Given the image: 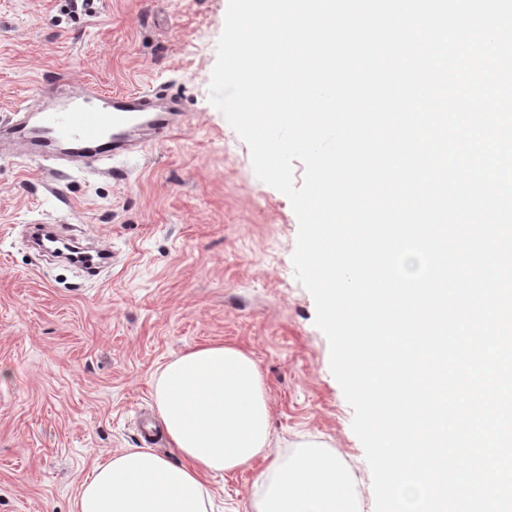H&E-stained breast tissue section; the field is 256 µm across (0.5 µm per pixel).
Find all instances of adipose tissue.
I'll return each mask as SVG.
<instances>
[{"label":"adipose tissue","instance_id":"ef3b65f1","mask_svg":"<svg viewBox=\"0 0 512 512\" xmlns=\"http://www.w3.org/2000/svg\"><path fill=\"white\" fill-rule=\"evenodd\" d=\"M154 398L170 457L129 448L95 467L77 512H207L206 477L248 465L270 446L256 362L236 347H196L167 363ZM254 512H363L351 477L317 443L279 449L253 491Z\"/></svg>","mask_w":512,"mask_h":512}]
</instances>
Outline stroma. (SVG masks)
Instances as JSON below:
<instances>
[{"label": "stroma", "instance_id": "stroma-1", "mask_svg": "<svg viewBox=\"0 0 512 512\" xmlns=\"http://www.w3.org/2000/svg\"><path fill=\"white\" fill-rule=\"evenodd\" d=\"M228 0H0V117L47 75L109 92L165 90L188 121L163 143L54 178L0 154V512H76L97 460L143 445L162 367L224 343L263 377L273 448L336 453L373 507L353 410L330 370L311 294L295 277L298 221L256 176L246 142L209 100ZM32 224L110 247L99 276L46 261ZM267 458L210 476L212 512H253Z\"/></svg>", "mask_w": 512, "mask_h": 512}]
</instances>
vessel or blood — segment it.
I'll return each mask as SVG.
<instances>
[{
	"label": "vessel or blood",
	"instance_id": "b4317fda",
	"mask_svg": "<svg viewBox=\"0 0 512 512\" xmlns=\"http://www.w3.org/2000/svg\"><path fill=\"white\" fill-rule=\"evenodd\" d=\"M176 101L162 91L108 93L94 85L65 87L62 77L47 80L39 100L0 118V137L17 153L45 162L47 170L81 171L115 160L147 143H161L186 122ZM112 264L105 248L88 251L80 269L96 275Z\"/></svg>",
	"mask_w": 512,
	"mask_h": 512
}]
</instances>
